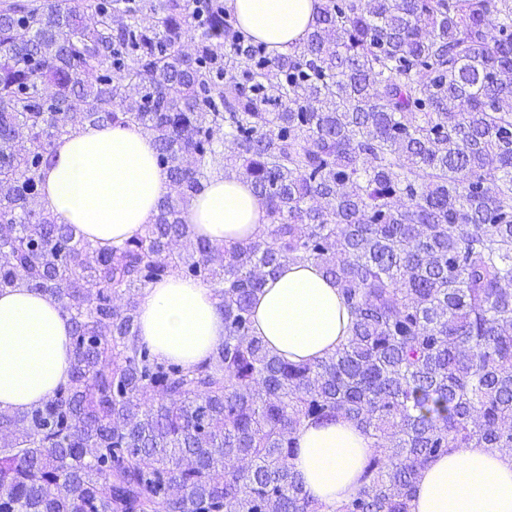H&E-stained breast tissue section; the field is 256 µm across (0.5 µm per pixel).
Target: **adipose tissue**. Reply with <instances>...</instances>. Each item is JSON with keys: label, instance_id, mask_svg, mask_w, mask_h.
<instances>
[{"label": "adipose tissue", "instance_id": "adipose-tissue-1", "mask_svg": "<svg viewBox=\"0 0 512 512\" xmlns=\"http://www.w3.org/2000/svg\"><path fill=\"white\" fill-rule=\"evenodd\" d=\"M320 0H225L242 28L274 54L303 45ZM151 137L138 127L90 124L57 140L42 173V202L55 223L88 239L143 233L169 180ZM195 235L217 243L255 237L268 221L243 178L205 182L185 212ZM350 318L336 286L312 263L284 265L258 293L254 328L288 360L335 350ZM141 339L160 356L192 366L224 341V318L211 290L175 276L139 298ZM70 323L50 297L25 287L0 291V409L26 410L70 375ZM291 464L307 494L333 507L354 494L373 442L346 420L304 421ZM411 512H512V456L492 448H453L421 472Z\"/></svg>", "mask_w": 512, "mask_h": 512}]
</instances>
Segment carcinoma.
Here are the masks:
<instances>
[{
    "label": "carcinoma",
    "mask_w": 512,
    "mask_h": 512,
    "mask_svg": "<svg viewBox=\"0 0 512 512\" xmlns=\"http://www.w3.org/2000/svg\"><path fill=\"white\" fill-rule=\"evenodd\" d=\"M86 123L150 132L174 190L121 243L40 200L54 142ZM214 174L249 180L271 223L194 236ZM305 262L351 325L289 362L253 302ZM168 276L224 315L192 367L138 334L139 293ZM18 285L68 317L72 365L0 409V512H323L290 464L305 420L373 440L334 512H411L450 448L511 455L512 0H321L277 55L224 0H0V290Z\"/></svg>",
    "instance_id": "carcinoma-1"
}]
</instances>
